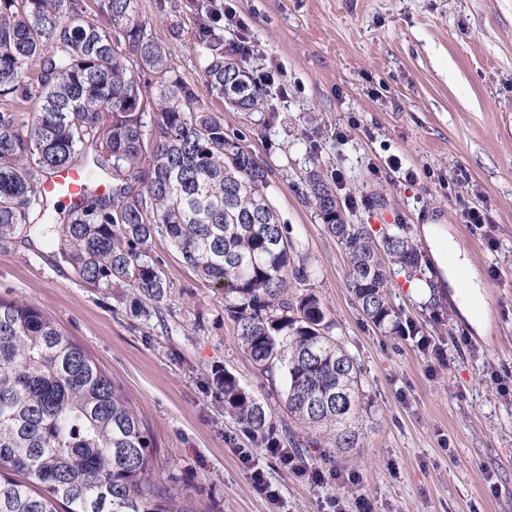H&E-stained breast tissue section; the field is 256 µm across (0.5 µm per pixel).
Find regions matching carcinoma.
Returning a JSON list of instances; mask_svg holds the SVG:
<instances>
[{
  "label": "carcinoma",
  "mask_w": 512,
  "mask_h": 512,
  "mask_svg": "<svg viewBox=\"0 0 512 512\" xmlns=\"http://www.w3.org/2000/svg\"><path fill=\"white\" fill-rule=\"evenodd\" d=\"M201 16L211 94L257 111L265 93ZM146 100L145 110L135 102ZM79 165L81 196L60 211L44 184ZM271 169L198 104L136 0H0V247L64 237L89 286L122 285L147 320L170 289L149 252L158 238L224 288L241 352L294 428L277 434L267 404L224 373V411L264 446L360 447L361 379L337 324L268 195ZM330 235L345 246L349 290L379 330L405 333L390 300L394 267L412 279L422 252L405 224L377 243L347 224L323 175L307 178ZM303 439L297 440L296 435ZM151 428L122 387L40 307L0 297V512H196L155 477Z\"/></svg>",
  "instance_id": "obj_1"
}]
</instances>
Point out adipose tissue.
<instances>
[{"mask_svg":"<svg viewBox=\"0 0 512 512\" xmlns=\"http://www.w3.org/2000/svg\"><path fill=\"white\" fill-rule=\"evenodd\" d=\"M422 231L448 286L462 291L458 304L461 314L475 329H484L489 319L484 285L466 250L440 225L426 224Z\"/></svg>","mask_w":512,"mask_h":512,"instance_id":"adipose-tissue-1","label":"adipose tissue"}]
</instances>
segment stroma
<instances>
[{
    "mask_svg": "<svg viewBox=\"0 0 512 512\" xmlns=\"http://www.w3.org/2000/svg\"><path fill=\"white\" fill-rule=\"evenodd\" d=\"M199 104L223 112L271 168L268 193L335 318L362 382L363 443L355 455L311 446L305 460L358 475L318 487L268 456L224 411L213 381L228 371L288 424L281 397L241 354L224 292L195 274L167 241L148 252L172 288L161 317L131 312L128 288L87 286L59 247L40 240L0 248V296L49 312L148 421L155 476L173 481L197 512H512V0H211L225 47L247 45L251 75L266 73L269 106L224 107L203 81L198 0H137ZM319 171L345 223L373 235L405 224L435 291L395 274L390 299L418 336L381 332L347 287L344 247L307 196ZM490 219L465 224V211ZM443 225L486 284L484 332L460 314L429 256L422 227ZM246 450L277 499L253 484Z\"/></svg>",
    "mask_w": 512,
    "mask_h": 512,
    "instance_id": "1",
    "label": "stroma"
}]
</instances>
